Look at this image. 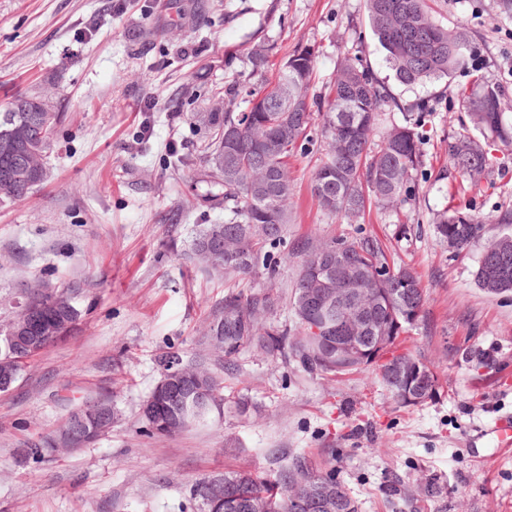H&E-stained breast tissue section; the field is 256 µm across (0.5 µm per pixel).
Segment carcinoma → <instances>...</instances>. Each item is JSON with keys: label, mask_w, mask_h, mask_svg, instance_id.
<instances>
[{"label": "carcinoma", "mask_w": 512, "mask_h": 512, "mask_svg": "<svg viewBox=\"0 0 512 512\" xmlns=\"http://www.w3.org/2000/svg\"><path fill=\"white\" fill-rule=\"evenodd\" d=\"M368 19L386 59L403 83H415L448 75L464 65L468 49L464 33L445 30L429 15L428 0H366ZM314 72L309 49L294 52L282 64L276 77L262 90L251 94L243 112H206L198 121L211 130L206 145L204 177L211 186V205L229 207L230 217L222 224H206L194 240L192 254L207 268L224 275L231 291L224 294V309L207 323L204 338L216 343L213 353L217 369L206 365L188 367L189 375L201 380L207 403L194 406L161 392L155 386L147 401L158 403L171 416L186 415L183 431L207 420L223 405L221 373L234 369V359L242 350L254 347L285 359L298 361L306 370L336 379L365 369H373L383 385L384 354L366 360L338 358L331 339L319 341L312 325L314 317L302 305V293L313 287L304 269L314 262L321 248L341 252L346 266L364 277V289L372 294L378 312L390 335L396 337L389 353L407 351L418 362L420 355L406 350L405 334L423 324L426 316L425 291L418 276L405 265L389 263L379 239L367 236L347 240L308 238L299 249L303 254L290 298L296 319L288 326L264 327L263 320L275 298L269 293L236 291V281L263 273L273 279L278 263L271 249L281 243L293 206V177L288 158L300 142L307 139L315 121L307 101V89ZM40 109L44 126H35L27 112H1L0 131L20 128L25 142L42 159H47L60 113L46 100L16 95ZM391 101L386 88L373 75L346 59L330 83L327 109L322 114L321 137L326 148L312 174V197L318 208L350 222L363 217L372 205L388 209L401 202L412 171L419 165L420 122L407 116L405 123L392 128L381 145L372 146L371 136L384 106ZM463 105L472 114L479 132L512 148V101L494 85H482L463 94ZM448 160L466 181L476 184L485 178L492 165L488 152L465 134L448 137ZM45 178L30 176L7 186L0 182V203L25 198ZM435 232L444 244L458 250L482 247L476 271L478 286L512 291V234L485 242V220L462 206L445 208L434 222ZM234 238L233 247L244 253L238 260L215 262L202 257V248L214 234ZM46 296L57 297L52 311L58 324V337L66 336L79 320L67 289H44ZM8 329H0V368L6 367L18 380L23 363L53 344L48 341L30 353L18 354L7 339ZM87 427L94 428L98 410L115 414L105 397L85 401ZM58 445V437L24 444V457L39 462L45 451ZM210 475L194 479L188 487L189 500L200 510L201 489ZM311 483L334 484L342 491L343 509L357 512V505L344 483L332 471H319L301 457L292 460L288 470L275 479L263 478L251 470L224 472V503L207 512H313L302 506L303 488Z\"/></svg>", "instance_id": "carcinoma-1"}]
</instances>
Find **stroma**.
<instances>
[{
	"mask_svg": "<svg viewBox=\"0 0 512 512\" xmlns=\"http://www.w3.org/2000/svg\"><path fill=\"white\" fill-rule=\"evenodd\" d=\"M433 21L465 31V65L451 75L400 82L372 33L365 0H0V112L16 94L48 98L63 116L47 180L0 204V325L31 287H68L81 317L70 336L28 359L0 391V512H185L187 481L248 468L273 476L297 456L335 470L358 512H512V454L487 430L512 416V292L475 281L481 251H449L436 214L460 205L494 223L512 209V151L478 185L448 160V137L474 134L463 94L497 85L512 98V0H429ZM264 45L267 65L250 51ZM314 54L307 97L325 112L340 61L353 60L393 99L372 137L418 115L427 130L420 164L394 209L359 223L320 211L311 198L323 150L318 129L290 160L294 208L274 253V279L242 282L272 292L268 316L294 324L289 306L310 238H378L391 262L412 267L427 295L425 326L408 347L440 382L432 401L399 407L371 371L329 379L297 361L247 349L224 378V413L173 436L142 432L140 408L170 348L204 353L211 314L224 305L222 275L191 256L202 225L224 220L201 180L209 131L204 112L243 111L245 98L295 50ZM177 149L182 164L171 163ZM486 365L473 371L468 350ZM251 397L239 414L233 400ZM106 396L121 417L95 443L38 463L19 457L83 400ZM436 480L437 496L424 485Z\"/></svg>",
	"mask_w": 512,
	"mask_h": 512,
	"instance_id": "obj_1",
	"label": "stroma"
}]
</instances>
